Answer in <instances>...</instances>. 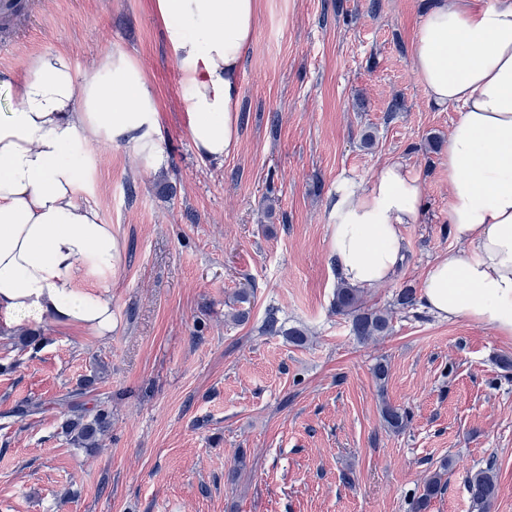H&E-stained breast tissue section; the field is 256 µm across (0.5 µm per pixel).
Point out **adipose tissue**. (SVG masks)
I'll list each match as a JSON object with an SVG mask.
<instances>
[{"label":"adipose tissue","instance_id":"1","mask_svg":"<svg viewBox=\"0 0 512 512\" xmlns=\"http://www.w3.org/2000/svg\"><path fill=\"white\" fill-rule=\"evenodd\" d=\"M177 64L188 134L199 159L223 164L240 142L241 84L259 0H155ZM412 64L430 105L458 117L445 142L448 222L457 246L428 270L420 294L442 320L465 319L512 338V0H433ZM0 328L51 320L102 337L112 331L119 242L99 209L80 202L72 159L91 143L131 146L166 166L155 90L124 52L92 76L70 57L30 59L25 77L0 74ZM424 182L400 163L338 191L330 208L341 280L373 288L405 253Z\"/></svg>","mask_w":512,"mask_h":512}]
</instances>
